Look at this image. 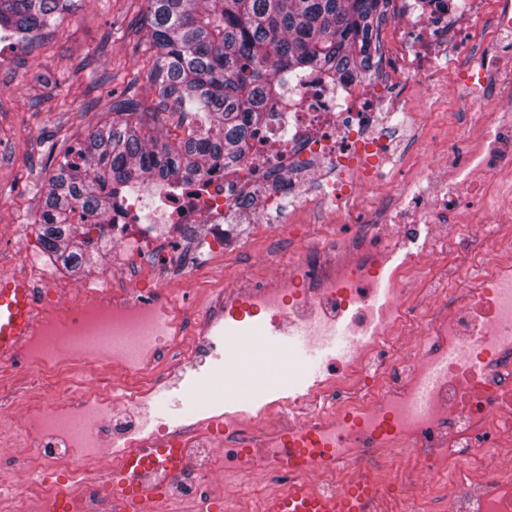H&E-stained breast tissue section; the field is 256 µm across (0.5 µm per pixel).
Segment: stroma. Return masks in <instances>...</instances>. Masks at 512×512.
<instances>
[{
    "mask_svg": "<svg viewBox=\"0 0 512 512\" xmlns=\"http://www.w3.org/2000/svg\"><path fill=\"white\" fill-rule=\"evenodd\" d=\"M155 48L148 35V0H73L54 26L35 31L26 41L0 35V276L27 275L38 264L57 285L47 302L73 295L91 278L98 264L90 256L77 269H68L47 254L35 261L26 256L38 246L33 225L40 217L48 178L68 148L109 117V90L130 91L145 105L156 94L149 79ZM464 81L452 73L436 74L432 83L409 87L406 120L392 130L407 135L408 124L427 131L410 155L393 161L394 175L357 190L353 208L358 221L343 227L350 235L360 219L382 214L396 190L410 186L418 171L430 168L449 174L448 163L462 150V135L475 121L462 110ZM332 226L304 224H244L239 242L230 244L222 262L199 263L185 282L197 294L186 306L188 323L203 322L210 291L267 272L262 260H279L287 271L289 259L320 244ZM322 359L297 338L267 328L263 337L242 327L235 354L222 355L209 369L176 384L158 410L167 423L183 418V400L191 391H211L233 406L242 397L262 404L287 394L290 377L302 383L319 377Z\"/></svg>",
    "mask_w": 512,
    "mask_h": 512,
    "instance_id": "stroma-1",
    "label": "stroma"
}]
</instances>
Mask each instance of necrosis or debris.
I'll use <instances>...</instances> for the list:
<instances>
[{
    "mask_svg": "<svg viewBox=\"0 0 512 512\" xmlns=\"http://www.w3.org/2000/svg\"><path fill=\"white\" fill-rule=\"evenodd\" d=\"M459 19L454 0L399 33L393 55L402 80L422 83L437 71H466L464 96L477 105L512 80V0H470ZM489 18L485 53L458 40L448 54L438 37ZM404 96L389 84L329 81L310 71L264 104L265 125L233 166L210 168L199 183L162 187L145 211L128 201L108 223L82 228L90 249L112 243L92 285L38 321L16 354L0 360V399L23 409L22 426L0 422V445L27 438L34 500L0 483L10 512H128L109 494L128 454L157 444L184 449L189 466L165 495L169 512L192 502L198 512H224L221 476L245 473L265 486L306 480L331 494L354 481L379 497L400 492L409 512H428L422 480L451 491L442 512H512V457L491 449L512 443V113L478 116L475 145L440 181L434 198L406 189L381 218L346 236L330 234L288 264L287 276L248 279L220 289L216 317L235 345L239 313L256 312L280 331L321 350L347 338L341 358L307 388L265 405L225 410L218 395L186 404L180 426L154 419L173 381L216 353L188 325L186 293L166 287L161 269L187 241L207 258L223 255L241 224H288L315 202L325 224H340L357 184L385 178L397 145L386 133ZM499 198L493 223L474 217ZM423 239L436 261L470 249L468 277L445 311L420 310L411 294L441 293L419 256L400 264V241ZM89 381L73 394L59 372Z\"/></svg>",
    "mask_w": 512,
    "mask_h": 512,
    "instance_id": "4bbe7bcc",
    "label": "necrosis or debris"
}]
</instances>
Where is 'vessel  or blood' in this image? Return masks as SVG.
I'll return each instance as SVG.
<instances>
[{"label":"vessel or blood","mask_w":512,"mask_h":512,"mask_svg":"<svg viewBox=\"0 0 512 512\" xmlns=\"http://www.w3.org/2000/svg\"><path fill=\"white\" fill-rule=\"evenodd\" d=\"M35 288L24 276L0 277V355L13 353L30 335L36 312ZM187 459L179 448L159 449L156 456L139 454L124 457L120 469L122 477L113 481V495L129 500L137 512L159 499V488L142 484L143 472L151 467L174 476L186 466ZM376 496L372 486L354 483L336 494L326 496L314 491L307 483L295 482L284 492L270 498L265 512H365L368 501Z\"/></svg>","instance_id":"b4317fda"}]
</instances>
